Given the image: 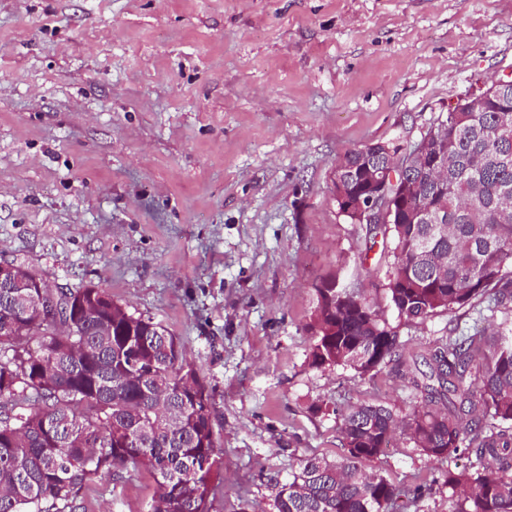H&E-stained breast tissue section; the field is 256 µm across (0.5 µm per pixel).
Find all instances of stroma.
I'll list each match as a JSON object with an SVG mask.
<instances>
[{
    "mask_svg": "<svg viewBox=\"0 0 512 512\" xmlns=\"http://www.w3.org/2000/svg\"><path fill=\"white\" fill-rule=\"evenodd\" d=\"M510 73L512 0H0V260L182 339L223 452L212 512H276L301 459L345 453L326 403H415L394 367L309 364L316 285L365 277L337 161L410 146ZM369 296L409 357L512 330L508 310L414 322ZM367 467L421 486L407 512H449L447 462L401 439ZM154 493L128 469L78 512Z\"/></svg>",
    "mask_w": 512,
    "mask_h": 512,
    "instance_id": "stroma-1",
    "label": "stroma"
}]
</instances>
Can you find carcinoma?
<instances>
[{"mask_svg": "<svg viewBox=\"0 0 512 512\" xmlns=\"http://www.w3.org/2000/svg\"><path fill=\"white\" fill-rule=\"evenodd\" d=\"M484 107L448 110L457 164L448 180L400 183L394 223L367 227L366 251L381 246V287L407 320L424 321L489 299L512 304V88H487ZM362 148L336 168L367 192ZM448 209V231L427 214ZM0 283V512H76L79 492L143 466L157 490L149 512H212L211 481L223 469L213 401L184 343L150 318L129 313L92 285L62 289L59 304L80 306L76 333L56 325L42 302L43 278L19 265ZM309 365L347 366L369 377L389 365L420 398L405 417L382 405L336 411L345 455L311 456L291 473L277 512H395L415 491L366 470L400 432L424 455L463 453L448 469L451 512H512V333L484 351V334L450 336L411 368L397 332L361 283L330 276L315 288Z\"/></svg>", "mask_w": 512, "mask_h": 512, "instance_id": "1", "label": "carcinoma"}]
</instances>
